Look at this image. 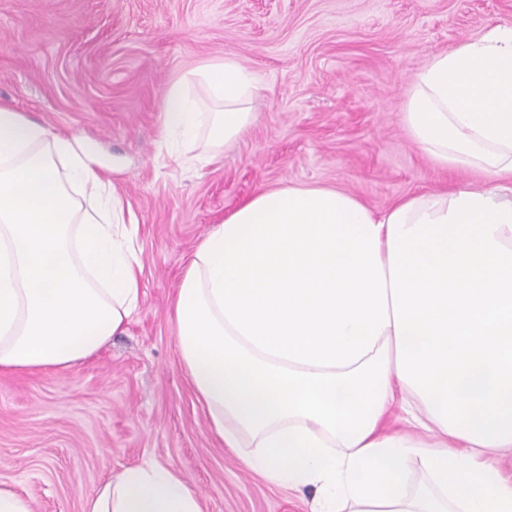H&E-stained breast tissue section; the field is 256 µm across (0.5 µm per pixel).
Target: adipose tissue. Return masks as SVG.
<instances>
[{
  "instance_id": "obj_1",
  "label": "adipose tissue",
  "mask_w": 512,
  "mask_h": 512,
  "mask_svg": "<svg viewBox=\"0 0 512 512\" xmlns=\"http://www.w3.org/2000/svg\"><path fill=\"white\" fill-rule=\"evenodd\" d=\"M257 91L233 57L190 68L164 91L162 134L205 163L249 131ZM401 120L436 166L489 185L382 211L333 188L260 191L184 272L182 365L213 435L267 482L314 488L313 512H512V26L434 54ZM124 214L83 141L0 103V373L65 372L123 332L141 293ZM83 512L203 506L146 462Z\"/></svg>"
}]
</instances>
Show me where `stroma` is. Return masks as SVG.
I'll return each instance as SVG.
<instances>
[{"mask_svg": "<svg viewBox=\"0 0 512 512\" xmlns=\"http://www.w3.org/2000/svg\"><path fill=\"white\" fill-rule=\"evenodd\" d=\"M512 26V0H0V102L82 137L131 211L141 298L122 334L64 373L0 374V481L33 512L151 457L205 512H310L311 491L246 471L187 383L173 327L208 231L264 189L349 192L374 209L474 171L436 167L406 133L412 78L439 52ZM234 56L260 80L247 136L201 167L161 137L166 85Z\"/></svg>", "mask_w": 512, "mask_h": 512, "instance_id": "1", "label": "stroma"}]
</instances>
